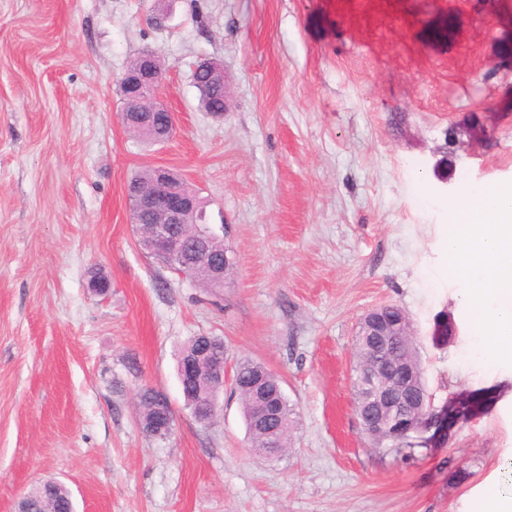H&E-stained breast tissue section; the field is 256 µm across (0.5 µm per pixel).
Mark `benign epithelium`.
<instances>
[{"label":"benign epithelium","instance_id":"obj_1","mask_svg":"<svg viewBox=\"0 0 512 512\" xmlns=\"http://www.w3.org/2000/svg\"><path fill=\"white\" fill-rule=\"evenodd\" d=\"M155 51L145 49L134 57L121 77L120 87L124 97L135 100L139 106L123 109V125L136 134L147 136L149 142L161 144L175 133L173 113L161 97L165 77L157 66ZM216 73H224V66L205 60L194 69L195 85L204 89L205 84ZM153 177L148 189L143 190L134 182L127 187L134 223L147 227L141 234L140 246L157 263L170 268L182 276L194 277L204 268L208 271L206 287L222 288L224 279L232 270L234 259L228 252H218L213 248V238L209 232H199L186 237L182 228L187 217L202 212V201L198 190L181 173L163 165L152 167ZM403 335L402 324L395 323L379 327V321L365 315L359 322L357 336L366 340L370 363L359 373L361 388L368 394V403L355 405L360 424L364 431L376 433L403 430L405 434H416L422 428L421 417L414 405L431 408V399L422 386L418 396L412 401L407 398L406 388L415 382V371L401 358L391 355L393 337ZM218 352L210 341L201 336V348L182 365L179 381H200L206 373L211 359ZM269 373L259 369L256 375L240 384V388L252 394L256 400L253 411V424L268 435L267 447L258 454L269 458L278 455L274 432L283 419L281 389H269L261 385ZM219 379L216 386L208 390L207 399L199 401L191 409L194 418L200 423H208L216 414L218 393L224 388V368L215 367L210 379ZM157 402L162 410L159 433L169 434L173 417L167 398L158 393Z\"/></svg>","mask_w":512,"mask_h":512}]
</instances>
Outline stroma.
<instances>
[{"label": "stroma", "instance_id": "1", "mask_svg": "<svg viewBox=\"0 0 512 512\" xmlns=\"http://www.w3.org/2000/svg\"><path fill=\"white\" fill-rule=\"evenodd\" d=\"M146 48L177 125L160 145L121 121ZM204 58L224 65L220 119L193 83ZM157 164L229 224L224 287L141 249L126 187ZM469 182L512 183V0H0V512L50 478L76 512H480L512 473V360L476 353L448 279ZM387 303L446 420L399 452L353 408L355 328ZM198 334L223 338L226 373L282 378L280 456L250 453L232 391L211 423L185 407ZM147 387L171 403L166 438L139 426Z\"/></svg>", "mask_w": 512, "mask_h": 512}]
</instances>
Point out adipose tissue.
<instances>
[{
	"mask_svg": "<svg viewBox=\"0 0 512 512\" xmlns=\"http://www.w3.org/2000/svg\"><path fill=\"white\" fill-rule=\"evenodd\" d=\"M448 275L466 290L477 349L512 359V184H469L448 204Z\"/></svg>",
	"mask_w": 512,
	"mask_h": 512,
	"instance_id": "1",
	"label": "adipose tissue"
}]
</instances>
